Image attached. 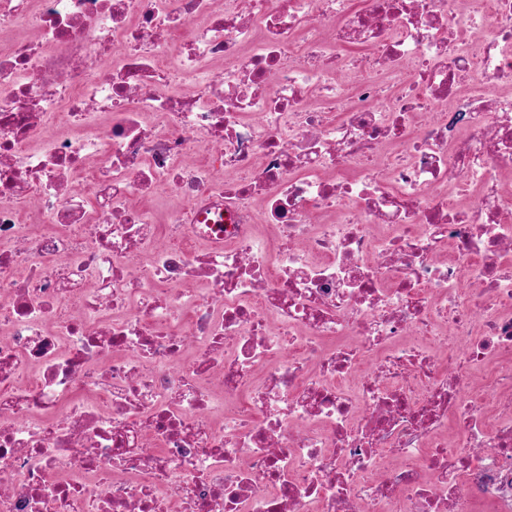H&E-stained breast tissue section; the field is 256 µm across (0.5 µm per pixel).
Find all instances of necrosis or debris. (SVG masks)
<instances>
[{"mask_svg": "<svg viewBox=\"0 0 512 512\" xmlns=\"http://www.w3.org/2000/svg\"><path fill=\"white\" fill-rule=\"evenodd\" d=\"M481 503L512 0H0V512Z\"/></svg>", "mask_w": 512, "mask_h": 512, "instance_id": "1", "label": "necrosis or debris"}]
</instances>
